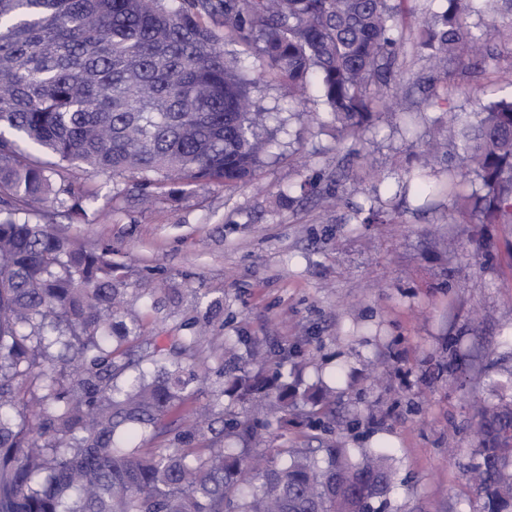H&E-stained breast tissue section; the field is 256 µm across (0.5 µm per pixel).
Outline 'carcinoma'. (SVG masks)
Instances as JSON below:
<instances>
[{"label":"carcinoma","instance_id":"obj_1","mask_svg":"<svg viewBox=\"0 0 512 512\" xmlns=\"http://www.w3.org/2000/svg\"><path fill=\"white\" fill-rule=\"evenodd\" d=\"M0 0V512H370L394 471L378 456L355 461L345 448L267 449L253 465L255 426L224 419V404L187 417L166 448H145L164 419L203 382L192 357L221 308L179 326L159 345L125 300L129 268L112 243L60 231L57 218L86 215L98 192L57 181L77 165L87 175L135 180L134 198L158 200L181 185L235 187L270 154V113L200 19L255 44L303 100L316 82L323 111L361 139L391 85L405 42L408 0ZM416 44L438 76L465 65L502 35L475 32L464 16L488 0H440ZM473 134H463L467 171L447 182L406 184L418 197L446 196L483 224H512V97L482 91ZM27 143L55 158L20 151ZM473 171L478 186L460 191ZM143 288L156 311L181 292ZM245 372L242 400L259 389ZM283 385L272 411L297 417ZM39 407L37 423L27 416ZM512 404L481 408L480 485L490 512L512 507ZM231 430L241 448L224 447Z\"/></svg>","mask_w":512,"mask_h":512}]
</instances>
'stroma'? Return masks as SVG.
<instances>
[{
    "label": "stroma",
    "instance_id": "1",
    "mask_svg": "<svg viewBox=\"0 0 512 512\" xmlns=\"http://www.w3.org/2000/svg\"><path fill=\"white\" fill-rule=\"evenodd\" d=\"M213 30L256 105L273 114L277 144L255 180L187 187L149 206L125 204L110 222L90 215L61 229L111 242L115 260L150 287L223 300L195 358L205 380L190 406L211 404L218 377L258 365L300 392L335 382L324 428L302 399L285 429L255 416L262 394L244 403L225 393L224 410L292 448L387 454L394 487L375 512H489L471 479L480 462L473 402H512V224L480 223L442 196L428 210L399 197L417 171L434 185L462 162L452 138L437 164L420 166L441 114L420 90L428 68L407 53L394 74L399 106L357 142L313 122L319 102L293 103L254 46L225 39L223 25ZM486 87L512 93V44L449 63L454 127L474 125ZM358 205L393 218L362 223L352 217Z\"/></svg>",
    "mask_w": 512,
    "mask_h": 512
}]
</instances>
